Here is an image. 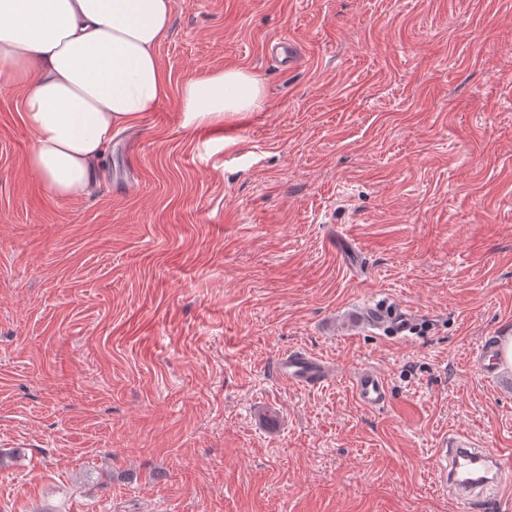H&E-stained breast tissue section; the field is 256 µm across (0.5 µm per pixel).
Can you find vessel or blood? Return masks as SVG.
<instances>
[{"label": "vessel or blood", "instance_id": "1", "mask_svg": "<svg viewBox=\"0 0 512 512\" xmlns=\"http://www.w3.org/2000/svg\"><path fill=\"white\" fill-rule=\"evenodd\" d=\"M362 319L375 329L394 336L407 337L419 325L420 314L406 307H389L377 304L368 307ZM497 341L487 337L473 356L477 370L492 374L496 365ZM270 371L279 379L304 387L315 388L334 379V367L325 357L303 350H291L275 358ZM354 394L363 407L383 408L388 400L386 378L377 371L365 368L352 379ZM440 469L435 483L448 492L464 512H481L484 493L488 485H500L501 463L497 456L476 447L470 436L449 437L444 448L439 449Z\"/></svg>", "mask_w": 512, "mask_h": 512}]
</instances>
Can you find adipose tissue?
Here are the masks:
<instances>
[{
    "label": "adipose tissue",
    "mask_w": 512,
    "mask_h": 512,
    "mask_svg": "<svg viewBox=\"0 0 512 512\" xmlns=\"http://www.w3.org/2000/svg\"><path fill=\"white\" fill-rule=\"evenodd\" d=\"M170 26L171 0H0V87L21 92L26 165L44 194L89 195L113 135L155 111L167 92L157 47ZM261 98L259 80L239 69L189 79L183 126L221 124Z\"/></svg>",
    "instance_id": "ef3b65f1"
}]
</instances>
